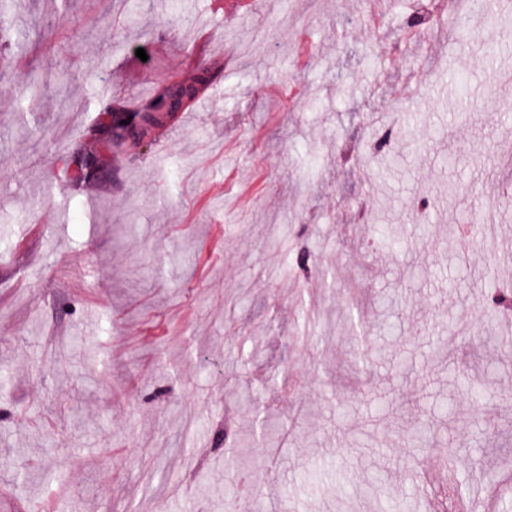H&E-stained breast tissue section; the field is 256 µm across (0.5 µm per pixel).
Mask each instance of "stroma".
I'll use <instances>...</instances> for the list:
<instances>
[{
	"label": "stroma",
	"instance_id": "1",
	"mask_svg": "<svg viewBox=\"0 0 512 512\" xmlns=\"http://www.w3.org/2000/svg\"><path fill=\"white\" fill-rule=\"evenodd\" d=\"M21 0L32 45L0 106V484L12 512H433L448 457L470 512L512 454V0ZM429 27L404 29L415 11ZM144 49L147 60L137 57ZM166 149L108 148L103 104L199 65ZM76 145L105 176L60 198ZM309 256V274L297 266ZM491 395L475 401L456 378ZM284 385L264 386L271 374ZM274 439L246 469L224 436ZM445 438L410 442L423 421Z\"/></svg>",
	"mask_w": 512,
	"mask_h": 512
}]
</instances>
